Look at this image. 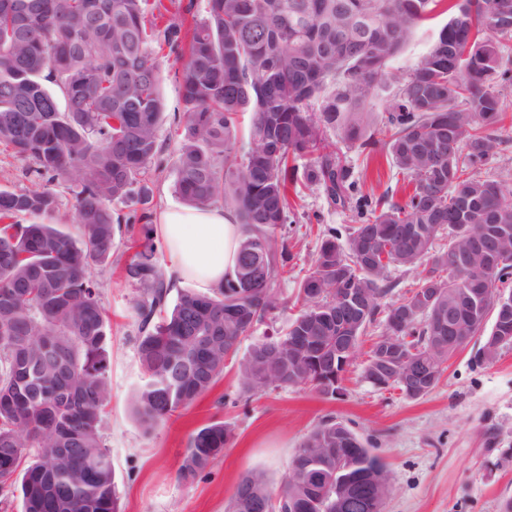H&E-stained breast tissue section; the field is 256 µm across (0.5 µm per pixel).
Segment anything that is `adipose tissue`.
I'll return each mask as SVG.
<instances>
[{"label":"adipose tissue","mask_w":512,"mask_h":512,"mask_svg":"<svg viewBox=\"0 0 512 512\" xmlns=\"http://www.w3.org/2000/svg\"><path fill=\"white\" fill-rule=\"evenodd\" d=\"M156 229L166 247L171 282H189L210 293L233 273L242 231L232 211L217 206L165 209L157 215Z\"/></svg>","instance_id":"1"}]
</instances>
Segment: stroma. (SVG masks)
I'll list each match as a JSON object with an SVG mask.
<instances>
[{"label": "stroma", "mask_w": 512, "mask_h": 512, "mask_svg": "<svg viewBox=\"0 0 512 512\" xmlns=\"http://www.w3.org/2000/svg\"><path fill=\"white\" fill-rule=\"evenodd\" d=\"M156 64L165 110L158 128L159 154L148 165L146 183L158 212L183 205L175 189L173 160L184 128L173 119L180 109L182 63L161 52ZM335 141L360 193H402L405 180L385 155L369 159L356 142L340 135ZM111 208L122 218L115 227L112 256L93 265L91 273L109 316L111 395L103 434L121 512H228L242 475L260 471L272 487H279L305 435L330 418L347 426L388 464L392 491L384 512H504L512 501V346L494 361L482 362L477 338L449 361L437 386L417 400L397 389L374 388L363 379L367 353L382 331L378 323L362 337L345 374L344 392L333 399L298 388L242 393L237 363L231 360L210 391L144 430L130 403L144 382L136 312L144 291L122 272L131 254L125 220L140 206L131 196L112 201ZM351 219V212L331 207L319 187L302 188L287 227L294 267L277 283V291L292 294L312 263L322 231ZM217 418L231 424V441L202 476L191 483L180 481L177 470L192 432Z\"/></svg>", "instance_id": "35a3bbf8"}]
</instances>
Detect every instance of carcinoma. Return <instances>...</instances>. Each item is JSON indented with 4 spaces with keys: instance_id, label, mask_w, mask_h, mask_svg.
Masks as SVG:
<instances>
[{
    "instance_id": "1",
    "label": "carcinoma",
    "mask_w": 512,
    "mask_h": 512,
    "mask_svg": "<svg viewBox=\"0 0 512 512\" xmlns=\"http://www.w3.org/2000/svg\"><path fill=\"white\" fill-rule=\"evenodd\" d=\"M206 17L190 36L172 20L159 25L149 0H0V145L49 180L71 175L75 235L57 224L15 218L54 210L55 196L33 185L0 189V489L18 485L22 512H120L112 460L102 443L110 396L107 318L91 275L112 255L110 203L127 196L159 152L163 102L154 53L185 61L183 143L174 162L176 191L191 207L222 205L243 225L234 273L212 294L186 291L167 308L156 259L150 189L142 188L137 240L125 264L128 281L144 287L138 304V354L145 376L131 404L150 429L190 405L223 376L241 340L288 303L299 307L285 329L271 328L237 363L244 390L303 387L336 396V368L351 364L359 343L341 356L327 351L345 335L336 322L348 290L367 304L352 318L355 336L384 315L362 377L370 381L378 342L397 336L400 374L438 384L448 349V314L467 344L487 349L512 336V264L468 253L462 227L502 224L496 248L512 251V195L480 170L509 143L498 86L512 81V55L499 18L502 0H455L435 45L406 74L393 62L442 0H206ZM396 83L384 116L385 138L365 136L371 92ZM252 114L247 145H238L240 114ZM383 149L408 179L404 201L390 190L357 194L330 133ZM307 160L303 172L296 162ZM322 189L329 204L353 210L355 224L331 227L310 272L291 297L276 283L288 277V194L298 184ZM448 237V246L436 240ZM461 254L470 268L494 267L489 284L448 270ZM418 270L413 287L386 309L381 299L398 282L393 269ZM481 291L476 307L463 295ZM435 296L427 310L420 298ZM493 314L490 332L484 316ZM233 429L213 421L195 431L178 468L194 481L224 451ZM336 434L324 420L303 439L290 475L273 489L265 475L242 477L229 512H317L307 508L335 480L327 466L306 474L304 454ZM51 448L72 452L48 464ZM35 450L23 472L19 461ZM359 461L354 493L341 509L371 512L373 474L391 483L387 464L357 435L331 446Z\"/></svg>"
}]
</instances>
